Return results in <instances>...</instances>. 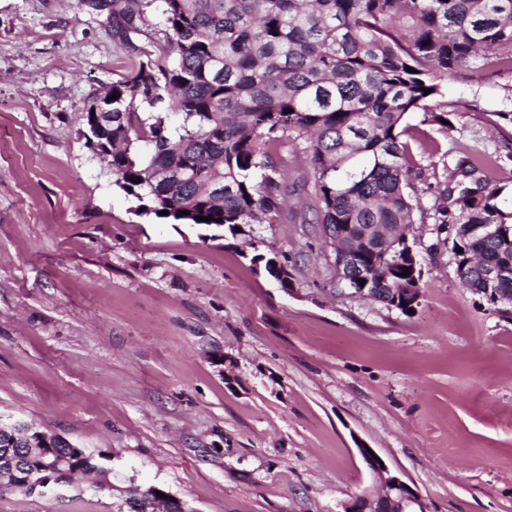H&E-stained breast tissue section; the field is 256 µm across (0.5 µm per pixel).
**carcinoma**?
<instances>
[{"mask_svg":"<svg viewBox=\"0 0 512 512\" xmlns=\"http://www.w3.org/2000/svg\"><path fill=\"white\" fill-rule=\"evenodd\" d=\"M113 2L127 73L112 83L118 98H92L81 120L87 131L94 113H112L95 152L139 201L136 214L233 236L246 224H274L288 187L277 147L300 143L316 223L335 255L357 251L343 285L381 294L421 287V262L406 244L424 216L411 195L419 173L404 123L419 113L448 128L450 74L490 64L512 71V0H162L164 28L155 31L156 0ZM141 36L147 42L135 43ZM443 173L450 204L436 207L437 232L451 238L455 267L476 258L460 284L481 288L485 266L512 264V210L499 203L504 188L471 160ZM476 224L501 228L483 238ZM2 441L14 446L10 457L0 454V481L15 491L41 493L52 458L62 482L76 473L107 481L97 456L64 438L46 448L26 426L0 429Z\"/></svg>","mask_w":512,"mask_h":512,"instance_id":"cac0c4a2","label":"carcinoma"}]
</instances>
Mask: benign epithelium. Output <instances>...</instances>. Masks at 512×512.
<instances>
[{
  "label": "benign epithelium",
  "mask_w": 512,
  "mask_h": 512,
  "mask_svg": "<svg viewBox=\"0 0 512 512\" xmlns=\"http://www.w3.org/2000/svg\"><path fill=\"white\" fill-rule=\"evenodd\" d=\"M507 275L501 269H490L486 272L484 283L486 287L476 289L491 303L512 304V297H505L491 288L492 283ZM360 452L368 468L376 475L383 487V493L377 498H359L343 506L342 512H426L422 499L398 476L390 473L386 464L370 448H362Z\"/></svg>",
  "instance_id": "benign-epithelium-1"
}]
</instances>
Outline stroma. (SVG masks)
I'll list each match as a JSON object with an SVG mask.
<instances>
[{"label": "stroma", "mask_w": 512, "mask_h": 512, "mask_svg": "<svg viewBox=\"0 0 512 512\" xmlns=\"http://www.w3.org/2000/svg\"><path fill=\"white\" fill-rule=\"evenodd\" d=\"M126 58L111 7L0 0V414L112 466L111 489L2 491L0 512H120L133 484L192 512H339L379 489L364 448L429 512H512V307L459 284L432 175L467 157L512 191V72L449 78V131L408 120L426 220L405 315L337 287L288 144L277 223L234 236L137 215L79 121Z\"/></svg>", "instance_id": "obj_1"}]
</instances>
